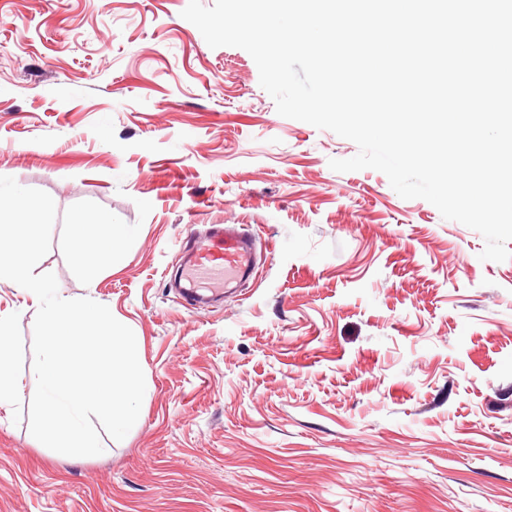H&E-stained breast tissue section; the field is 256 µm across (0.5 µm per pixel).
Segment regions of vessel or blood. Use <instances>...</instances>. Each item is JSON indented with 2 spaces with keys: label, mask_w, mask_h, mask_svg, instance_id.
Listing matches in <instances>:
<instances>
[{
  "label": "vessel or blood",
  "mask_w": 512,
  "mask_h": 512,
  "mask_svg": "<svg viewBox=\"0 0 512 512\" xmlns=\"http://www.w3.org/2000/svg\"><path fill=\"white\" fill-rule=\"evenodd\" d=\"M255 238L242 224H213L205 236L194 238L176 278L220 288L245 282L255 272Z\"/></svg>",
  "instance_id": "1"
}]
</instances>
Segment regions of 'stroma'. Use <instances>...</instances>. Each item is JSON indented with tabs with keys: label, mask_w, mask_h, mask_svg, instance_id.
Returning <instances> with one entry per match:
<instances>
[{
	"label": "stroma",
	"mask_w": 512,
	"mask_h": 512,
	"mask_svg": "<svg viewBox=\"0 0 512 512\" xmlns=\"http://www.w3.org/2000/svg\"><path fill=\"white\" fill-rule=\"evenodd\" d=\"M188 0H0V175L51 195L36 271L138 336L141 419L102 454L38 447L36 305L0 280L22 387L0 409V512H512V259L406 200L357 145L283 117ZM134 228L95 279L67 247ZM245 224L260 274L200 310L188 234ZM73 224L74 230L68 241V247L75 260L81 266L88 279L92 280L95 269L86 265L87 256L98 251L101 258L112 262L113 245L133 235V229L126 224H112L106 215Z\"/></svg>",
	"instance_id": "obj_1"
}]
</instances>
